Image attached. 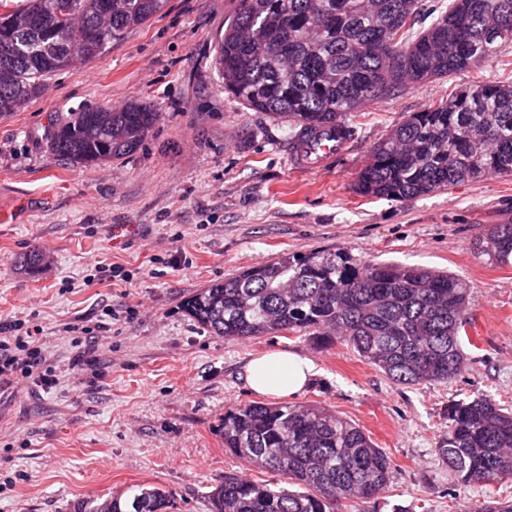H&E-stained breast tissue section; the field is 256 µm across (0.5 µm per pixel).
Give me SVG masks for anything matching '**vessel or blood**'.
Segmentation results:
<instances>
[{
	"label": "vessel or blood",
	"instance_id": "1",
	"mask_svg": "<svg viewBox=\"0 0 512 512\" xmlns=\"http://www.w3.org/2000/svg\"><path fill=\"white\" fill-rule=\"evenodd\" d=\"M351 137L352 131L346 125L312 130L308 136L291 143L288 163L302 172L323 171L336 157L346 154Z\"/></svg>",
	"mask_w": 512,
	"mask_h": 512
}]
</instances>
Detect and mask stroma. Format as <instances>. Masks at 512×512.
<instances>
[{
    "instance_id": "stroma-1",
    "label": "stroma",
    "mask_w": 512,
    "mask_h": 512,
    "mask_svg": "<svg viewBox=\"0 0 512 512\" xmlns=\"http://www.w3.org/2000/svg\"><path fill=\"white\" fill-rule=\"evenodd\" d=\"M239 0H165L147 23L98 56L47 79L40 96L0 115V318L39 328L51 386L19 378L0 395V512H73L135 485L173 493L176 512H210L225 475L275 481L224 449L225 410L270 396L245 366L286 350L317 374L293 396L358 424L392 461L387 496L351 512H479L512 499V482L457 486L435 452L448 406L477 395L512 409V265L472 244L512 224V174L401 199L363 196L359 172L412 113L482 81L512 83V51L469 71L370 101L351 119L347 155L319 173L288 164L290 125L224 90L215 49ZM158 120L135 152L83 166L54 153L46 131L68 113L129 103ZM39 250L32 270L19 261ZM349 252L361 262L446 270L470 286L467 354L452 381L388 379L349 346L304 333L227 340L183 302L216 281L283 253ZM120 278L105 275L106 267ZM116 321L95 365L72 366L83 327ZM76 325L73 333L66 324Z\"/></svg>"
}]
</instances>
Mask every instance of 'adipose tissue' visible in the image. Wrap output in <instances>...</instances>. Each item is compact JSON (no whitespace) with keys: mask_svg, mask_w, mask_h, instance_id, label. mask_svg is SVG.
Returning a JSON list of instances; mask_svg holds the SVG:
<instances>
[{"mask_svg":"<svg viewBox=\"0 0 512 512\" xmlns=\"http://www.w3.org/2000/svg\"><path fill=\"white\" fill-rule=\"evenodd\" d=\"M314 374L315 365L309 358L274 351L247 364L245 381L253 391L283 398L300 392Z\"/></svg>","mask_w":512,"mask_h":512,"instance_id":"ef3b65f1","label":"adipose tissue"}]
</instances>
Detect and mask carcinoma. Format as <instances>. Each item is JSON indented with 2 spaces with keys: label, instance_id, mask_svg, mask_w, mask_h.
<instances>
[{
  "label": "carcinoma",
  "instance_id": "cac0c4a2",
  "mask_svg": "<svg viewBox=\"0 0 512 512\" xmlns=\"http://www.w3.org/2000/svg\"><path fill=\"white\" fill-rule=\"evenodd\" d=\"M28 0L0 15L15 20L19 53L0 60V114L40 95L48 77L92 58L157 15L164 0ZM415 29L423 0H239L218 47L228 93L254 112L304 134L348 123L384 95L478 67L512 48V0H448ZM151 107L71 112L48 128L52 151L84 165L136 151L158 120ZM512 173V84L487 81L413 113L374 147L357 189L403 198ZM486 253L512 263V224H497ZM468 284L439 270L360 263L349 253H284L201 289L184 301L197 323L227 339L310 331L346 343L403 385L446 383L465 363L460 330ZM224 449L274 471L288 486L226 475L209 492L210 512H349L389 490L391 460L354 422L317 405L252 402L224 411ZM436 453L460 487L512 478V412L488 396L448 406ZM172 493L132 488L74 512H172Z\"/></svg>",
  "mask_w": 512,
  "mask_h": 512
}]
</instances>
